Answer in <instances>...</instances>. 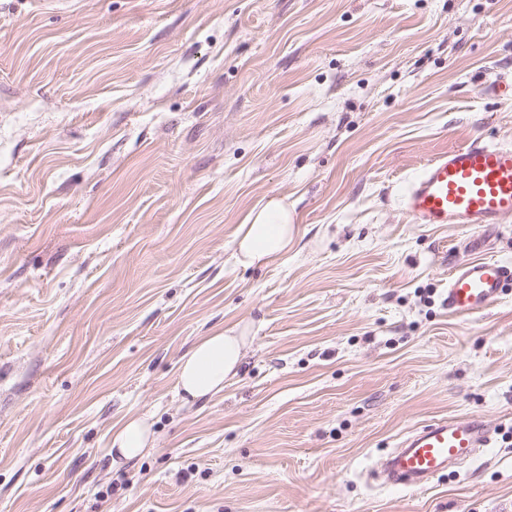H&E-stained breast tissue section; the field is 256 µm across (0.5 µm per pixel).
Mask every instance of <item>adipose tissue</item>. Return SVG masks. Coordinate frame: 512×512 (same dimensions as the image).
Returning <instances> with one entry per match:
<instances>
[{
	"instance_id": "obj_1",
	"label": "adipose tissue",
	"mask_w": 512,
	"mask_h": 512,
	"mask_svg": "<svg viewBox=\"0 0 512 512\" xmlns=\"http://www.w3.org/2000/svg\"><path fill=\"white\" fill-rule=\"evenodd\" d=\"M297 239V226L281 199L272 197L252 208L235 236L236 265L265 267L287 258ZM249 342L247 327L216 328L198 337L181 357L177 385L188 399L221 393L227 379L237 375ZM150 426L142 418H126L117 428L112 444L119 457H139L149 442Z\"/></svg>"
}]
</instances>
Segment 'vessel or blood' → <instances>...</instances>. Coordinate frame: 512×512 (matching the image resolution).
Masks as SVG:
<instances>
[{"label":"vessel or blood","instance_id":"b4317fda","mask_svg":"<svg viewBox=\"0 0 512 512\" xmlns=\"http://www.w3.org/2000/svg\"><path fill=\"white\" fill-rule=\"evenodd\" d=\"M402 208L415 224L488 226L512 216V147L473 141L428 160L409 183ZM512 285V263L472 260L448 279L449 311L475 316ZM484 422L439 419L412 430L382 461L391 484L423 488L488 447Z\"/></svg>","mask_w":512,"mask_h":512}]
</instances>
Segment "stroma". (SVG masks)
<instances>
[{
  "label": "stroma",
  "mask_w": 512,
  "mask_h": 512,
  "mask_svg": "<svg viewBox=\"0 0 512 512\" xmlns=\"http://www.w3.org/2000/svg\"><path fill=\"white\" fill-rule=\"evenodd\" d=\"M511 78L512 0H0V512H512V288L444 303L512 216L401 207L431 156L512 146ZM273 195L295 249L235 266ZM239 322L238 376L184 402L180 357ZM472 416L456 470L374 476ZM150 433V425L144 419L130 416L115 431L112 450L125 460L135 459L146 448ZM489 443L486 426L478 418L439 419L412 430L384 458L381 468L391 484L423 488Z\"/></svg>",
  "instance_id": "1"
}]
</instances>
